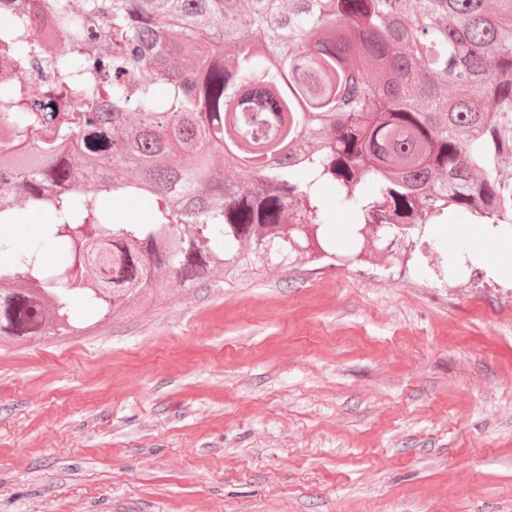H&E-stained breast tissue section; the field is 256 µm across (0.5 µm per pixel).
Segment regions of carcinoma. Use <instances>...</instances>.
I'll return each mask as SVG.
<instances>
[{"instance_id": "cac0c4a2", "label": "carcinoma", "mask_w": 512, "mask_h": 512, "mask_svg": "<svg viewBox=\"0 0 512 512\" xmlns=\"http://www.w3.org/2000/svg\"><path fill=\"white\" fill-rule=\"evenodd\" d=\"M3 13L0 224L33 207L53 222L22 251L0 240V342L85 335L145 289L327 253L316 182L341 209L361 202L357 238L448 212L512 226V0H0ZM34 67L48 73L36 94ZM127 196L146 221L112 222L105 201Z\"/></svg>"}]
</instances>
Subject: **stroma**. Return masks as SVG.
<instances>
[{
    "label": "stroma",
    "instance_id": "1",
    "mask_svg": "<svg viewBox=\"0 0 512 512\" xmlns=\"http://www.w3.org/2000/svg\"><path fill=\"white\" fill-rule=\"evenodd\" d=\"M263 265L0 347V512H512V287L407 264Z\"/></svg>",
    "mask_w": 512,
    "mask_h": 512
}]
</instances>
